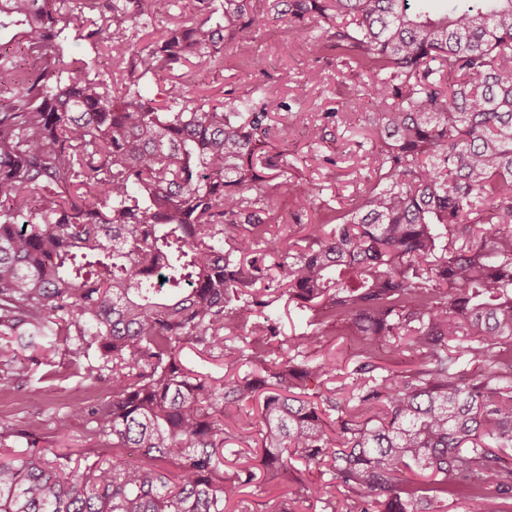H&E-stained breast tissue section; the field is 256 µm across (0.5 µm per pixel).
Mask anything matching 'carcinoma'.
I'll use <instances>...</instances> for the list:
<instances>
[{
  "label": "carcinoma",
  "mask_w": 512,
  "mask_h": 512,
  "mask_svg": "<svg viewBox=\"0 0 512 512\" xmlns=\"http://www.w3.org/2000/svg\"><path fill=\"white\" fill-rule=\"evenodd\" d=\"M144 0H0V392L63 344L109 399L78 409L112 454L72 465L22 430L0 431V512H246L248 468L224 450L261 435L263 464L330 476L347 512H437L416 477L463 491L464 512L512 499V0H185L188 24L139 44ZM288 18L321 33L367 80L351 87L378 145L371 183L331 228L281 254L269 181L309 200L297 160L266 150V103L191 97L171 81L193 60L252 54L249 32ZM74 34L112 78L62 63ZM157 87L158 98L146 96ZM123 92L116 96L112 87ZM337 113L309 127L327 139ZM288 261L282 295L310 324H347L350 382L293 355L240 375L236 331L256 353L278 336L254 286L260 258ZM260 314L263 320L249 322ZM409 338L412 368L375 351ZM195 347L224 384L191 376ZM11 437L26 447L8 452ZM136 448L145 462L119 459ZM328 469H323V466ZM184 364L187 368L211 375L212 377L219 378L224 375V368H222L220 361L212 360V358L194 348H187L185 350Z\"/></svg>",
  "instance_id": "1"
}]
</instances>
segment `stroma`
<instances>
[{"mask_svg":"<svg viewBox=\"0 0 512 512\" xmlns=\"http://www.w3.org/2000/svg\"><path fill=\"white\" fill-rule=\"evenodd\" d=\"M315 71L322 74V85L312 81ZM174 78L196 96L218 98L230 91L264 98L273 119L287 123V130L273 144L277 151L297 158L315 194L299 201L289 197L285 187L276 189V203L284 217L269 230L284 247L302 243L307 225L335 224L338 212L350 209L365 189L368 173L363 156L374 136L360 119V102L348 92L349 85L360 84L362 78L341 50L324 46L322 37L293 42L287 22L274 19L254 33L253 54L248 60L228 56L220 68L193 62ZM334 109L343 112V125L336 128L333 140L312 143L309 125ZM275 308L280 334L262 358L251 359V367L287 355L305 328L308 312L280 301ZM40 371L41 379L30 381L18 392L0 394V426L33 431L40 447L58 453L77 456L98 448L91 424L78 416L77 410L106 398L107 390L83 382L72 355L62 347L45 353ZM298 488L294 477L272 479L262 472L248 487L245 498L250 512H273V492L286 494Z\"/></svg>","mask_w":512,"mask_h":512,"instance_id":"35a3bbf8","label":"stroma"}]
</instances>
